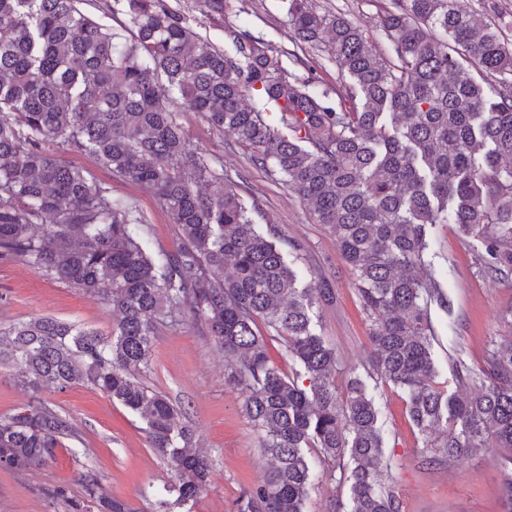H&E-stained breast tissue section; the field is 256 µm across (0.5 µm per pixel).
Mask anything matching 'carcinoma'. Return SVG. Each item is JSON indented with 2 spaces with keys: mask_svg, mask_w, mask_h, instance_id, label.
Instances as JSON below:
<instances>
[{
  "mask_svg": "<svg viewBox=\"0 0 512 512\" xmlns=\"http://www.w3.org/2000/svg\"><path fill=\"white\" fill-rule=\"evenodd\" d=\"M280 2L294 42L324 52L303 62L304 76L231 24L230 49L213 46L168 0H106L103 14L123 17L117 28L83 0H0V260L119 315L108 335L52 317L1 329L0 366L34 395L91 385L136 413L177 477L154 512H176L210 482L181 408L142 381L158 326L179 317L224 350L225 382L243 395L270 460L237 512H303L315 478L337 471L350 512H399L380 478L375 400L358 377L338 393L336 350L310 315L333 290L301 282L289 262L300 245L256 221L257 200L232 182L203 190L224 179L220 158L189 140L181 109L232 136L336 236L371 319L373 372L406 394L422 432H442L434 453L462 460L490 439L512 450V342L481 378L459 365L457 382L475 388L468 399L433 385L429 308L447 297L427 260L430 229L455 224L483 238L488 273L512 277V43L464 0H389L376 21L386 55L343 13ZM325 61L336 66L334 99L316 90ZM67 153L151 193L175 224L176 248L151 253L145 216ZM275 339L299 367L292 378L268 355ZM72 439L75 421L34 400L0 418V468H40ZM81 480L82 502L53 492L68 512H135L103 494L93 471Z\"/></svg>",
  "mask_w": 512,
  "mask_h": 512,
  "instance_id": "1",
  "label": "carcinoma"
}]
</instances>
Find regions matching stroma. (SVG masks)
Masks as SVG:
<instances>
[{"instance_id":"obj_1","label":"stroma","mask_w":512,"mask_h":512,"mask_svg":"<svg viewBox=\"0 0 512 512\" xmlns=\"http://www.w3.org/2000/svg\"><path fill=\"white\" fill-rule=\"evenodd\" d=\"M170 7L192 19L194 29L215 46L224 44V22L249 30L278 48H291L287 18L279 0H226L224 17L205 16L199 0H168ZM180 121L190 140L223 159L225 179L240 183L263 212L301 245L291 262L304 274H317L335 291L333 302L316 305L312 319L318 332L335 348L337 385L361 378L373 395L383 426L389 467L384 482L394 491L400 512H503L504 489L512 477V452L487 442L465 462L431 456L427 434L411 422L406 395L377 380L371 370L370 326L334 235L312 223L305 206L278 177L250 167L244 151L230 137L216 134L200 114L184 112ZM69 162L108 184L114 197L124 199L149 225L153 250L177 245L170 216L139 185L112 177L96 160L72 154ZM481 238L440 224L431 231L428 259L435 271L447 272L444 292L448 306L429 310L434 336L435 383L446 394L470 397V388L455 378L457 364L486 370L490 352L512 338V278L497 280L481 268ZM42 316H53L107 334L116 320L99 298L85 295L35 271L23 262L0 263V327ZM224 353L190 321L161 327L151 353L146 383L181 404L211 463V481L192 503L191 512H236L244 490L263 482L267 460L258 432L246 414L236 388L225 384ZM41 401L68 414L79 427L83 453L59 448L47 466L32 471L0 469V512H67L53 498L64 489L67 500H80L79 479L93 470L105 493L131 502L139 512H153L149 488L174 484L167 463L149 445L144 424L123 405L97 388L79 385L64 391L42 390ZM349 485L326 478L308 490L303 512H350Z\"/></svg>"}]
</instances>
